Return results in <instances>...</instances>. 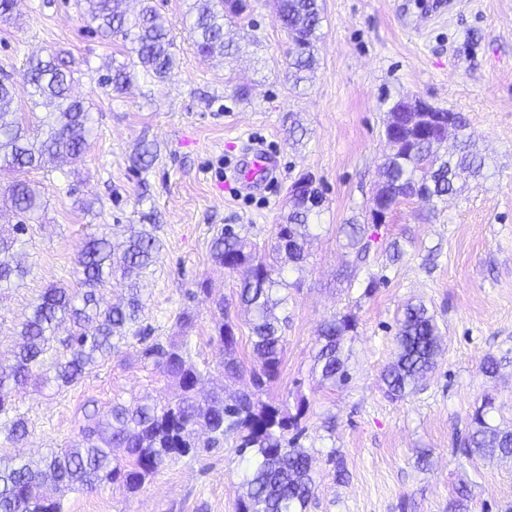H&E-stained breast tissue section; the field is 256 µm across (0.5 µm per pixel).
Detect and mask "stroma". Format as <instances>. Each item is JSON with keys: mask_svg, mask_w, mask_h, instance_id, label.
<instances>
[{"mask_svg": "<svg viewBox=\"0 0 512 512\" xmlns=\"http://www.w3.org/2000/svg\"><path fill=\"white\" fill-rule=\"evenodd\" d=\"M78 0H23L0 21V74L14 84V109L44 116L23 80L32 55L58 53L76 71L73 93L92 106L93 133L83 158L53 163L25 178L43 193L39 216L23 237L30 269L0 293V354L43 288L72 287L85 239L103 229L128 236L158 225L163 243L143 298L139 323L161 340H188L190 361L207 371L202 391L226 395L251 378L226 379L219 366L214 300L223 298L235 325L236 353L254 364L248 318L238 307L240 273L216 264L212 239L232 225L259 254L270 252L294 181L311 173L326 202L302 270L284 269L288 324L278 376L261 398L299 417L300 446L313 458L316 503L310 512H451L460 487L465 512L512 507V462L466 458L455 450L486 392L497 396L495 420L512 424V0H323L318 67L308 88L288 81L287 36L273 0H250V14L228 25L241 51L202 57L182 20L191 0H152L174 24L178 66L164 81L137 75L115 92L100 79L127 62L122 39L101 38ZM419 96L464 113L486 156L483 178L431 209L401 202L383 223L368 221L388 152L383 123L392 103ZM306 130L293 142L288 129ZM155 144L148 168L132 159ZM249 147L275 155L273 179L254 193H230L229 175ZM366 225L369 257L355 279L337 234L350 221ZM380 278L365 294L368 274ZM208 284L209 293L199 291ZM423 302L442 328L436 366L417 391L389 398L381 372L394 358L396 319ZM195 314L193 324L181 312ZM354 313L347 385L321 384L312 371L320 324ZM135 345L63 389L27 387L16 399L29 436L0 438V457L38 459L76 440L84 409L113 400L177 399V381L140 362ZM501 359L485 376L486 356ZM347 475L337 480L330 454ZM246 462L233 439L170 460L135 492L117 484L66 492L63 512H239Z\"/></svg>", "mask_w": 512, "mask_h": 512, "instance_id": "obj_1", "label": "stroma"}]
</instances>
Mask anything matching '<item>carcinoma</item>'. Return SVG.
<instances>
[{
	"label": "carcinoma",
	"mask_w": 512,
	"mask_h": 512,
	"mask_svg": "<svg viewBox=\"0 0 512 512\" xmlns=\"http://www.w3.org/2000/svg\"><path fill=\"white\" fill-rule=\"evenodd\" d=\"M126 0H78L84 17L96 25L101 36L120 37L129 44L132 66L146 75L165 79L176 67L172 22L156 8L145 4L135 15L122 5ZM282 28L288 35V75L294 88L315 71V44L322 25L321 0H275ZM247 0H193L185 20L190 22L197 51L204 57L226 55L232 41L225 39L224 26L248 11ZM30 99L55 111L35 122L10 111L11 88L0 79V171L23 172L41 168L55 160L76 162L89 146L91 112L71 95L73 71L57 56L32 57L25 72ZM131 83V72L122 64L101 79V84L122 90ZM403 100L390 107L384 134L391 149L381 164V180L372 202L393 209L400 199L418 198L437 207L448 202L469 179L484 175L486 166L477 142L467 133L469 121L461 112L437 109L430 120L412 122L402 113ZM455 128L457 144L450 151L442 144V131ZM11 199L18 221L13 234L0 233V288L8 289L27 270L16 259L19 235L26 222L41 208V192L24 180L11 187ZM320 208L301 196H289L288 213L276 225L273 262L245 250L234 228L227 225L211 243L213 259L230 271L243 270L240 303L250 314L253 354L259 368L252 370L254 389L243 390L230 401L220 393L204 398L197 387L205 373L188 363L185 344L146 342L137 327L141 296L148 286L151 267L156 262L160 240L152 230L142 229L119 244L106 232L93 235L78 257L75 288L50 286L40 294L31 314L21 323V342L0 359V416H6L4 438L18 443L28 435L27 418L17 413L15 400L28 385L55 381L60 387L79 383L99 362L120 352L123 341L132 335L143 343L141 360L178 380L182 394L178 401L158 406L143 400L129 405L114 401L106 412L97 409L85 415L80 440L71 448L52 451L38 461L0 460V512H62L60 503L42 492L46 482L56 490L93 491L106 483L119 482L134 492L149 476L159 472L169 459L186 456L198 448L194 438L201 430L206 446L234 437L237 452L247 456L246 499L240 512H307L316 497L311 474V455L288 438L298 428L303 408L294 416L281 412L259 399L266 382L279 368L283 348L282 329L288 317L281 315L288 298L279 296L286 283L285 265L301 268L306 246L313 238L314 219ZM339 233L345 247L355 252L358 262L366 260L369 243L364 227L342 224ZM126 281L129 298L124 305L103 307L100 288L115 277ZM70 325L68 336L59 341L61 324ZM356 328L351 313L325 321L319 331L313 371L332 386L350 379L343 353L345 336ZM219 340L224 348L221 365L233 377L242 368L235 356L234 325L219 322ZM63 354L52 356L55 342ZM442 334L435 318L423 304H408L398 320L394 339V360L382 380L393 399L413 393L436 364ZM496 410L495 397L486 395L470 417L464 437L457 440L467 455L512 459V427L500 428L489 422ZM124 449L117 458L112 449Z\"/></svg>",
	"instance_id": "cac0c4a2"
}]
</instances>
